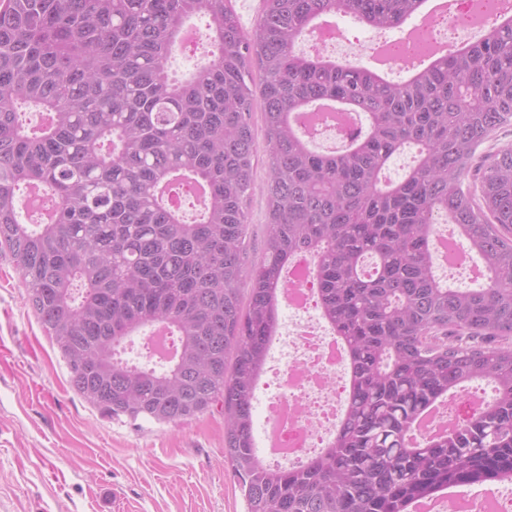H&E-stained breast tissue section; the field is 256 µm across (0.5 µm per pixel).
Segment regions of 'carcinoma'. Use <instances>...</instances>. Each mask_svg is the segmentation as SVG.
Listing matches in <instances>:
<instances>
[{
	"label": "carcinoma",
	"instance_id": "carcinoma-1",
	"mask_svg": "<svg viewBox=\"0 0 512 512\" xmlns=\"http://www.w3.org/2000/svg\"><path fill=\"white\" fill-rule=\"evenodd\" d=\"M422 2L263 0L249 33L229 0H0V244L27 302L91 405L159 424L223 407L247 512H413L442 488L512 479V144L474 166L512 122V19L401 82L297 50L323 18L391 30ZM194 16L216 51L180 79L170 60ZM321 103L361 113L364 134L316 151L301 120ZM27 109L42 125L27 126ZM407 147L413 164L386 178ZM191 183L207 198L190 221L166 195ZM31 187L55 204L47 224L23 220ZM257 190L266 244L249 265ZM439 224L479 258V287L438 275ZM300 252L316 260L349 389L330 445L288 468L257 455L253 401ZM157 323L178 356L122 358ZM478 380L494 383L487 407L416 435L433 405Z\"/></svg>",
	"mask_w": 512,
	"mask_h": 512
}]
</instances>
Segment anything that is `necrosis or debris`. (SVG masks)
Masks as SVG:
<instances>
[{
    "label": "necrosis or debris",
    "instance_id": "1",
    "mask_svg": "<svg viewBox=\"0 0 512 512\" xmlns=\"http://www.w3.org/2000/svg\"><path fill=\"white\" fill-rule=\"evenodd\" d=\"M357 117L340 120L318 115L311 128L316 144L340 149L360 132ZM311 258L299 256L284 279L283 300L292 311L288 333L279 337L286 353L275 365L276 391L268 397L267 423L273 424V446L266 452L271 465H298L321 453L336 433L339 406L344 403L348 372L338 339L328 330L316 302L317 284L309 273ZM485 395L472 388L448 394L422 421L417 433L431 436L455 430L461 407L479 410ZM428 512H512V495L448 489L427 502Z\"/></svg>",
    "mask_w": 512,
    "mask_h": 512
}]
</instances>
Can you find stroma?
I'll return each mask as SVG.
<instances>
[{"mask_svg":"<svg viewBox=\"0 0 512 512\" xmlns=\"http://www.w3.org/2000/svg\"><path fill=\"white\" fill-rule=\"evenodd\" d=\"M2 346L0 512H245L220 409L158 424L85 402L0 246Z\"/></svg>","mask_w":512,"mask_h":512,"instance_id":"obj_1","label":"stroma"}]
</instances>
